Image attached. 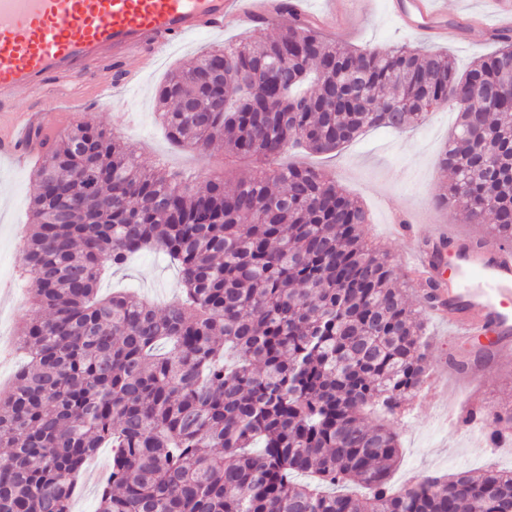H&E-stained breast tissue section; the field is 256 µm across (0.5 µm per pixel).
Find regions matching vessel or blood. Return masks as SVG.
Here are the masks:
<instances>
[{
    "mask_svg": "<svg viewBox=\"0 0 512 512\" xmlns=\"http://www.w3.org/2000/svg\"><path fill=\"white\" fill-rule=\"evenodd\" d=\"M350 0H331L327 13L310 15L306 0H0V162L23 169L41 157L35 130L71 127L84 102L69 96L85 82L105 98L115 83L111 64L124 66L123 83L139 82V59L157 55L203 32L242 22H273L285 13L341 25ZM400 25L429 37L444 14L434 0H389ZM43 100L36 112L14 109L20 94ZM462 236L440 224L416 246L411 268L425 277L447 270L448 281L431 314L457 343L485 341L492 354L512 348V257L493 240L463 246ZM445 245L432 264L430 243Z\"/></svg>",
    "mask_w": 512,
    "mask_h": 512,
    "instance_id": "1",
    "label": "vessel or blood"
}]
</instances>
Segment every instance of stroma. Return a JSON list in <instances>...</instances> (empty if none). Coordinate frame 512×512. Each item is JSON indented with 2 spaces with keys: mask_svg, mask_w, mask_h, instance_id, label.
<instances>
[{
  "mask_svg": "<svg viewBox=\"0 0 512 512\" xmlns=\"http://www.w3.org/2000/svg\"><path fill=\"white\" fill-rule=\"evenodd\" d=\"M448 16V29L441 39L425 42L400 27L388 11V0H372L369 9L352 5L344 29L333 32L334 41L358 48L385 51L408 43L426 52H445L466 68L472 61L492 53L489 24L512 8V0H436ZM483 25H472L473 16ZM243 24L217 35L205 32L187 44L174 47L157 58L142 62V79L133 87L115 90L110 99L91 103L94 121L123 141L146 165L162 164L167 169L196 176L197 172H223L224 153L207 156L175 146L155 119L156 90L171 71L209 46L233 42L249 32ZM456 120L455 112L442 108L422 125L406 131L371 129L355 142L330 155H312L297 149L285 152V164L305 163L328 172L352 196L369 209L372 222L365 231L370 240L387 250L398 269L396 285L410 303L418 294L409 280L406 264L425 228L448 224L459 234L483 232L470 224L460 209L436 205L434 198L448 180L438 158ZM36 189L32 169L0 168V281L12 283L10 294L0 297V339L13 340L30 304L18 275L25 264L22 243L27 231L28 206ZM177 269L159 252L145 253L99 286L101 295L116 290H135L164 305L178 293ZM429 337L428 356L433 370H440L450 357L475 352V345H457L448 340V327L425 317ZM480 379L462 384L451 378L429 381L423 392L405 403L391 427L402 448L401 461L393 474L395 485L416 481L428 474H453L461 470L481 474L505 469L500 454L488 448L480 425L449 423L448 410L459 394H469L483 408L501 412L512 409V353L487 360L479 368Z\"/></svg>",
  "mask_w": 512,
  "mask_h": 512,
  "instance_id": "stroma-1",
  "label": "stroma"
}]
</instances>
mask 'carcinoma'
Returning <instances> with one entry per match:
<instances>
[{
  "mask_svg": "<svg viewBox=\"0 0 512 512\" xmlns=\"http://www.w3.org/2000/svg\"><path fill=\"white\" fill-rule=\"evenodd\" d=\"M459 72L408 44L329 40L302 19L258 28L172 73L168 138L248 161L187 181L82 119L40 141L23 241L28 362L0 397V512H72L76 479L112 448L97 512H512V471L394 488L396 415L430 377L420 315L393 285L370 217L323 172L366 127L404 130L442 106L458 123L437 201L512 252V36ZM159 249L182 290L160 307L98 297L101 276ZM349 484L368 490L362 498Z\"/></svg>",
  "mask_w": 512,
  "mask_h": 512,
  "instance_id": "1",
  "label": "carcinoma"
}]
</instances>
